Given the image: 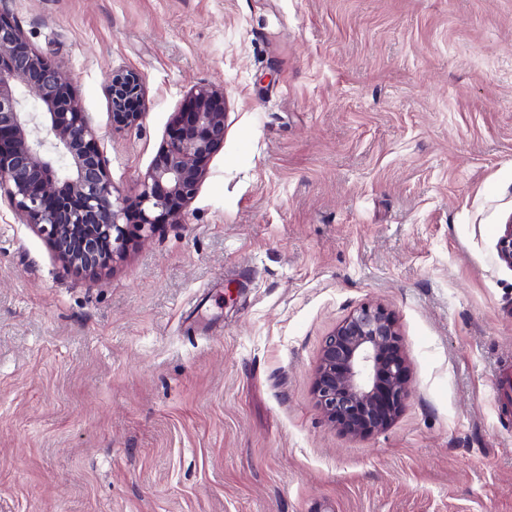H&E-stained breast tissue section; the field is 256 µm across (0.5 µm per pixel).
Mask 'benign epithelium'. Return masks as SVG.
I'll list each match as a JSON object with an SVG mask.
<instances>
[{"label":"benign epithelium","instance_id":"benign-epithelium-1","mask_svg":"<svg viewBox=\"0 0 512 512\" xmlns=\"http://www.w3.org/2000/svg\"><path fill=\"white\" fill-rule=\"evenodd\" d=\"M112 124L142 119L145 89L125 71L108 89ZM224 92L199 87L174 115L173 133L141 181L134 203L139 235L162 217L181 218L206 177L205 164L224 143ZM97 132L70 84L0 15V194L24 224L44 236L63 264L97 276L122 257L129 210L118 205ZM512 268V217L497 242ZM324 415L342 432L386 429L411 396L395 317L376 305L350 313L324 341L314 377Z\"/></svg>","mask_w":512,"mask_h":512}]
</instances>
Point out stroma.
<instances>
[{
    "mask_svg": "<svg viewBox=\"0 0 512 512\" xmlns=\"http://www.w3.org/2000/svg\"><path fill=\"white\" fill-rule=\"evenodd\" d=\"M134 200L194 89L223 145L92 277L0 207V512H512V0H0ZM138 73L117 128L107 88ZM395 315L412 396L350 436L313 381ZM111 104L112 124L126 127L142 119L145 107V89L140 76L133 71H125L113 76L108 89Z\"/></svg>",
    "mask_w": 512,
    "mask_h": 512,
    "instance_id": "1",
    "label": "stroma"
}]
</instances>
